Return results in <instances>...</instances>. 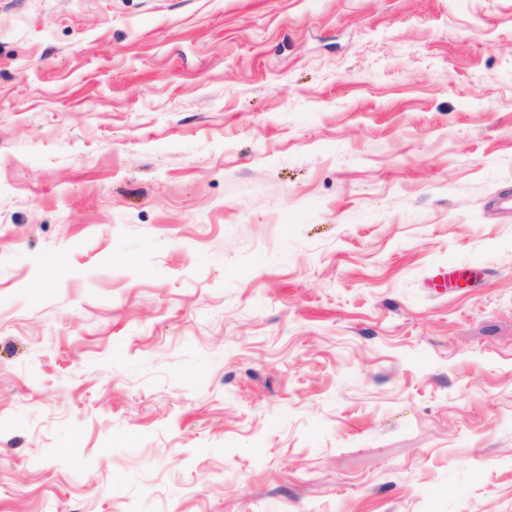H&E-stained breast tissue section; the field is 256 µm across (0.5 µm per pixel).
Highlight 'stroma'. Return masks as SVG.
Here are the masks:
<instances>
[{"instance_id":"35a3bbf8","label":"stroma","mask_w":512,"mask_h":512,"mask_svg":"<svg viewBox=\"0 0 512 512\" xmlns=\"http://www.w3.org/2000/svg\"><path fill=\"white\" fill-rule=\"evenodd\" d=\"M0 512H512V0H0Z\"/></svg>"}]
</instances>
